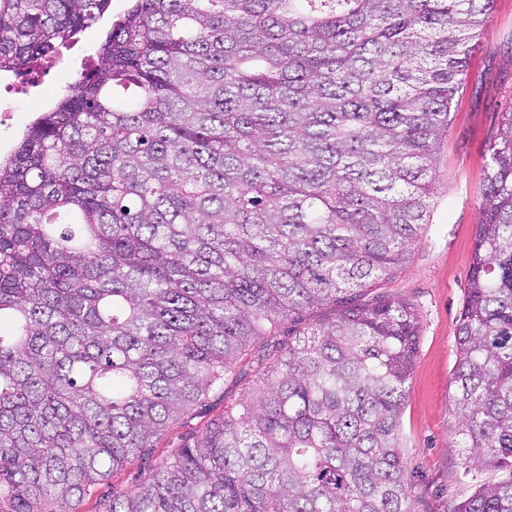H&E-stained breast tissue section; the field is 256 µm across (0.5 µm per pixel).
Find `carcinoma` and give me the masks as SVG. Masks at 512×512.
Masks as SVG:
<instances>
[{"label": "carcinoma", "instance_id": "carcinoma-1", "mask_svg": "<svg viewBox=\"0 0 512 512\" xmlns=\"http://www.w3.org/2000/svg\"><path fill=\"white\" fill-rule=\"evenodd\" d=\"M494 2L0 0V73L110 15L98 64L0 155V512H76L246 364L95 512H414L419 314L364 295L429 224ZM456 334L452 433L508 478L454 512H512V106ZM244 389V382L235 383L228 381L225 386V400L216 396L208 400L207 406L197 409L185 416L180 423L172 430L161 437L151 454L144 457H137L129 462L123 470L111 474L102 481L94 494L77 507L80 512H94L96 499L99 497H112V494H120L133 488L136 485L145 483L156 465L164 458L170 448L200 430L206 423L215 416L222 413L224 403L234 402L241 396Z\"/></svg>", "mask_w": 512, "mask_h": 512}]
</instances>
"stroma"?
<instances>
[{"instance_id":"35a3bbf8","label":"stroma","mask_w":512,"mask_h":512,"mask_svg":"<svg viewBox=\"0 0 512 512\" xmlns=\"http://www.w3.org/2000/svg\"><path fill=\"white\" fill-rule=\"evenodd\" d=\"M102 29L94 25L63 48L56 66L37 89L12 93L10 104L20 123H29L34 92L58 98L74 83L85 59L95 56ZM512 106V0H497L473 50L451 112L448 137L436 167L437 194L431 222L407 262L367 291L411 301L420 316L418 354L401 416L403 460L414 512H454L481 482L499 481L497 471L467 468L450 430L452 375L457 360L456 320L463 302L479 221L483 168L501 112ZM242 384L227 382L224 396L185 416L159 440L151 454L110 475L85 500L79 512H94L97 498L145 483L170 448L222 413L225 402L239 398Z\"/></svg>"}]
</instances>
